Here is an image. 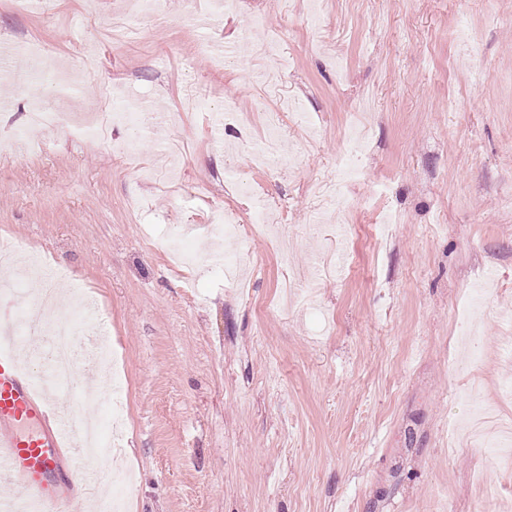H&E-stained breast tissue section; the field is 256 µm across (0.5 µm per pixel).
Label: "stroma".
Wrapping results in <instances>:
<instances>
[{
    "mask_svg": "<svg viewBox=\"0 0 512 512\" xmlns=\"http://www.w3.org/2000/svg\"><path fill=\"white\" fill-rule=\"evenodd\" d=\"M130 0H0V44L40 47L65 69L97 48L94 76L59 91L9 85L0 135L33 103L95 122L115 95L180 111V130L60 128L34 153L0 157V236L62 270L60 289L104 309L126 401L119 448L74 477L104 488L127 472L125 512H512V463L467 443L472 399L512 401V0H238L162 15ZM142 31L117 44L101 27ZM269 20L286 66L255 73L246 33ZM484 52L485 74L468 56ZM228 54L216 64L211 47ZM204 84L206 109L181 112ZM282 116L278 170L254 166L256 99ZM240 112L216 124L225 102ZM368 136L343 208L320 196L349 137ZM136 139L135 164L112 153ZM266 202L276 232L254 231ZM242 221L224 243L245 283L157 243ZM501 487L497 500L476 494Z\"/></svg>",
    "mask_w": 512,
    "mask_h": 512,
    "instance_id": "stroma-1",
    "label": "stroma"
}]
</instances>
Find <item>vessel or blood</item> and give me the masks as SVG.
I'll return each instance as SVG.
<instances>
[{
	"instance_id": "b4317fda",
	"label": "vessel or blood",
	"mask_w": 512,
	"mask_h": 512,
	"mask_svg": "<svg viewBox=\"0 0 512 512\" xmlns=\"http://www.w3.org/2000/svg\"><path fill=\"white\" fill-rule=\"evenodd\" d=\"M73 436L54 409L51 392L24 372L14 354L0 352V478L24 488L20 498L0 497V512H58L76 490L65 453Z\"/></svg>"
}]
</instances>
